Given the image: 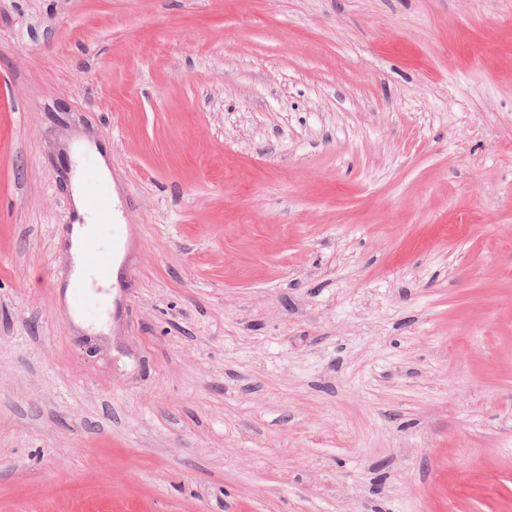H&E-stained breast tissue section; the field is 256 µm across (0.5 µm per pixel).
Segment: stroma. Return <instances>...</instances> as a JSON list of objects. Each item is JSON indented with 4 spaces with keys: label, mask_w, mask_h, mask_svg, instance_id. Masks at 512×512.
Segmentation results:
<instances>
[{
    "label": "stroma",
    "mask_w": 512,
    "mask_h": 512,
    "mask_svg": "<svg viewBox=\"0 0 512 512\" xmlns=\"http://www.w3.org/2000/svg\"><path fill=\"white\" fill-rule=\"evenodd\" d=\"M0 512H512V0H0ZM106 180L111 184L110 179L105 176ZM100 178L97 175H88L84 177V190L87 197L88 202L98 214L100 219L104 222H108V217L111 210V191L109 183ZM72 199L74 208L77 211L78 215L85 220L87 223L79 226V223H76L73 228V259L77 266L78 273L82 278L86 276V271L82 267V263L80 261V250L81 245L85 240L91 238V236L95 232L96 224H91L95 222L96 218L91 214L86 197L83 194L80 185L78 173L76 172L73 181H72ZM91 286L96 288L97 286H102L103 288H111L112 284V271L111 275L108 278H103L101 276L93 275V279H90ZM89 280L87 278L78 280L74 282L72 288H70V294L67 299V307L69 311L83 315L88 317L91 311L94 308L104 309V305L106 302L103 300H98V298L91 292Z\"/></svg>",
    "instance_id": "stroma-1"
}]
</instances>
